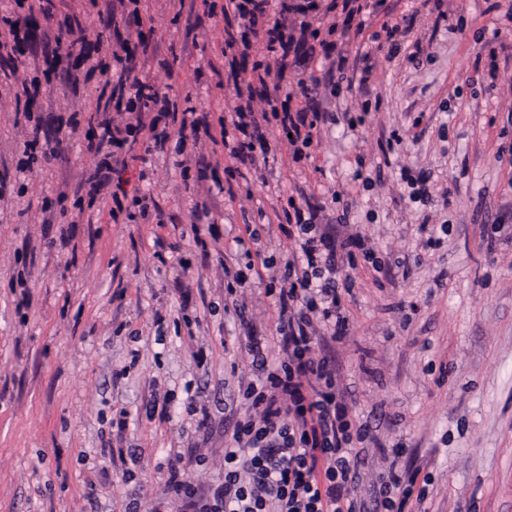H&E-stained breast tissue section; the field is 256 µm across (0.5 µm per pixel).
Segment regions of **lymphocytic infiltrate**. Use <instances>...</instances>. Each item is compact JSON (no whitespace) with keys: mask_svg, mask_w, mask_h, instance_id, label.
I'll list each match as a JSON object with an SVG mask.
<instances>
[{"mask_svg":"<svg viewBox=\"0 0 512 512\" xmlns=\"http://www.w3.org/2000/svg\"><path fill=\"white\" fill-rule=\"evenodd\" d=\"M269 6L270 0H226L224 5L262 34L269 53L268 61L254 65L249 81L236 85L232 127L221 132L230 157L241 162L252 158L256 143L262 142L261 124L267 119H275L284 134L306 146L326 118L310 105L318 91L314 83L302 85L301 103L283 101L271 115L255 111L254 86H267L284 71L295 42L288 33V8L272 17ZM142 90L140 82L118 76L112 91L128 96L124 120L105 123L94 150L106 144L122 147L133 133L142 134L145 154L164 150L169 135L158 122L170 111L169 95L157 90L146 98ZM283 219L297 228L275 300L284 358L269 363L268 349L250 343L255 377L242 389L253 412L237 422L224 450V475L201 502L200 512H416L426 493L417 490L413 474L388 472L373 502L356 493L365 465L360 445L368 430L352 422L334 368L314 355L315 322L340 330L348 326L336 286V245L314 233L312 220L303 219L296 202H289Z\"/></svg>","mask_w":512,"mask_h":512,"instance_id":"1","label":"lymphocytic infiltrate"}]
</instances>
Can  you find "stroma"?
I'll return each mask as SVG.
<instances>
[{"label":"stroma","mask_w":512,"mask_h":512,"mask_svg":"<svg viewBox=\"0 0 512 512\" xmlns=\"http://www.w3.org/2000/svg\"><path fill=\"white\" fill-rule=\"evenodd\" d=\"M376 3L344 36L322 11L304 15L331 57L300 48L268 92L317 79L333 119L299 154L269 123L267 153L242 163L211 136L233 76L267 51L250 33L225 49V0H34L35 26L0 55V77L21 62L41 83L29 102L0 96V512H192L165 492L173 466L207 496L250 405L238 382L248 338L280 354L267 290L282 285L291 243L276 211L291 198L336 240L362 241L337 280L349 326L315 344L369 429L362 495L391 467L429 476L425 512H512V167L498 161L512 154V0ZM67 17L84 54L125 41L130 78L171 87L210 130L181 151L165 117L166 154L144 157L138 141L120 151L112 183L149 196L154 216L111 219V199L90 190L105 156L88 140L118 114L99 74L63 51L44 58ZM385 19L408 30L395 57L371 40ZM366 54L368 87L331 95L333 59L350 71ZM343 112L363 125L347 130ZM35 125L51 154L26 155ZM419 177L424 204L407 185ZM246 224L248 250L272 267L249 278L239 316L224 309V269L248 262L234 243ZM154 394L169 395L165 415L147 416ZM122 448L143 449L140 463L126 468Z\"/></svg>","instance_id":"obj_1"}]
</instances>
